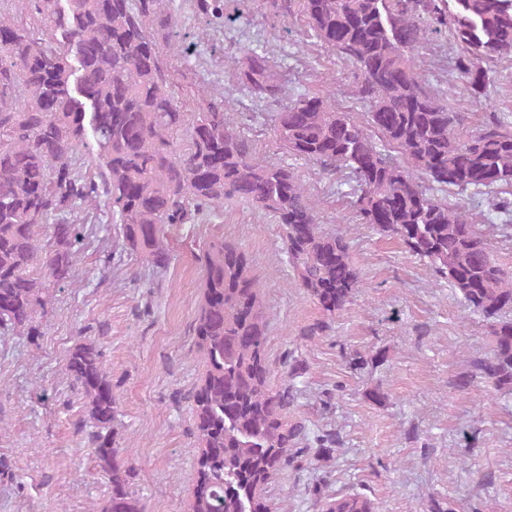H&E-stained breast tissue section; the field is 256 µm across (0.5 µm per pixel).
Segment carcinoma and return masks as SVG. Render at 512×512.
<instances>
[{"instance_id":"obj_1","label":"carcinoma","mask_w":512,"mask_h":512,"mask_svg":"<svg viewBox=\"0 0 512 512\" xmlns=\"http://www.w3.org/2000/svg\"><path fill=\"white\" fill-rule=\"evenodd\" d=\"M172 0H14L0 12V337L31 345L45 335L54 290L69 285L86 237L77 209L112 204L115 249L165 271L173 256L168 227L199 224L240 199L274 217L298 287L323 319L311 339L361 292L363 281L343 233L318 221V201L295 167L269 162L230 118L226 91L197 90L194 109L176 95L166 49L176 21ZM224 18V0H195ZM262 17L301 16L313 36L356 69L359 121L336 90L285 101L281 62L241 47L228 57L237 85L273 106L272 130L294 159L351 188L360 224L402 245L448 281L485 322L488 356L454 381L512 391V273L472 223L464 194L492 197L512 223V127L486 112L448 107L424 75L420 49L444 36L456 47L452 77L482 103L483 64L512 55V0H252ZM96 145L95 171L81 150ZM201 261L202 300L192 325L205 360L187 396L197 448L190 512H273L261 487L304 452L301 425L288 426L293 389L268 384L270 309L264 284L241 247L209 241ZM82 401L80 430L110 486L103 512H144L131 491L132 468L116 444L118 399L102 352L91 340L67 354ZM327 458L337 432L318 437ZM327 512H371L356 494L331 499Z\"/></svg>"}]
</instances>
